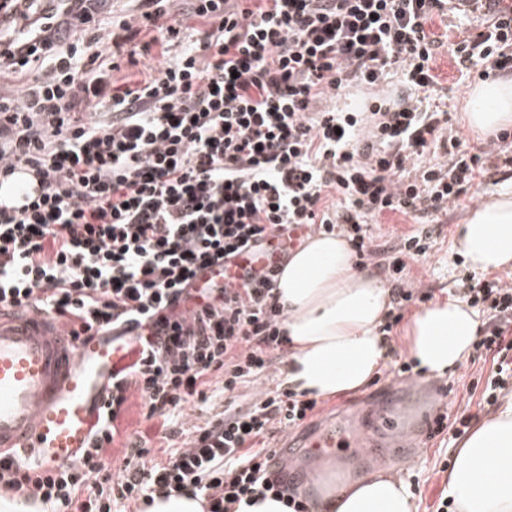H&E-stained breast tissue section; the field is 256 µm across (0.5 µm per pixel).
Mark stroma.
<instances>
[{"label": "stroma", "instance_id": "obj_1", "mask_svg": "<svg viewBox=\"0 0 512 512\" xmlns=\"http://www.w3.org/2000/svg\"><path fill=\"white\" fill-rule=\"evenodd\" d=\"M434 73L439 81V105L448 111L454 133L467 139L470 145H477V138L470 135L460 120L475 86L474 81L461 78L454 57L447 50L438 54ZM472 207V202L465 201L439 214L430 226L433 236L426 256L410 262L408 266L409 279L433 288L435 298H447L458 284L461 255L455 232ZM420 229V224L399 215L371 221L369 232L379 252L376 259L368 264V271L380 281L389 282V262L400 248V235ZM476 370V365L467 361L451 374L427 378L416 373L406 376L388 366H381L373 380L357 391L320 400L316 415L307 419L298 432L311 436L336 421L354 422L367 450L359 454H342L346 468L358 473L367 469L371 459H379L391 474L410 483L417 512H436L439 498L445 491L446 472L442 462L453 459L458 442L454 439L445 441L438 436L429 437L418 427L417 421L429 410L439 407L438 390L443 385L455 389L457 406L468 407L476 419L494 414V407L481 406L479 397L471 398L466 394L465 387ZM396 400L404 402L403 415L413 425L403 439L382 431L376 424L377 415L388 410ZM117 427L118 433L105 451V462L114 473L124 462L126 443L137 436H145L148 441L150 452L144 459L148 465L166 462L182 446L181 439L165 435L159 420L144 417L140 396L133 390L128 393Z\"/></svg>", "mask_w": 512, "mask_h": 512}]
</instances>
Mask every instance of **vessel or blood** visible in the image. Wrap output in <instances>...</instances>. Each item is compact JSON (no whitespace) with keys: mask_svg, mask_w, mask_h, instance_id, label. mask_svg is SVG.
Here are the masks:
<instances>
[{"mask_svg":"<svg viewBox=\"0 0 512 512\" xmlns=\"http://www.w3.org/2000/svg\"><path fill=\"white\" fill-rule=\"evenodd\" d=\"M250 261L242 255L230 268L201 271L196 287L239 280ZM125 346L111 336L72 339L50 314H0V457L22 454L37 466L63 467L87 447L109 400L113 367ZM354 443L353 430L333 426L304 440L324 454Z\"/></svg>","mask_w":512,"mask_h":512,"instance_id":"vessel-or-blood-1","label":"vessel or blood"}]
</instances>
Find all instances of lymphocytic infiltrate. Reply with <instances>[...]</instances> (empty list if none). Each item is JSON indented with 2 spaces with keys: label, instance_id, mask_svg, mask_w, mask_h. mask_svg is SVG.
Listing matches in <instances>:
<instances>
[{
  "label": "lymphocytic infiltrate",
  "instance_id": "lymphocytic-infiltrate-1",
  "mask_svg": "<svg viewBox=\"0 0 512 512\" xmlns=\"http://www.w3.org/2000/svg\"><path fill=\"white\" fill-rule=\"evenodd\" d=\"M147 2L153 35L140 43L131 22L94 25L99 0H0V73L27 78L0 95V186L11 191L0 199V305L44 310L74 336L125 340L129 357L90 448L54 471L1 459L0 487L52 512H70L88 485L80 512L175 491L201 497L205 512L267 495L307 512L272 476L263 440L313 416L317 400L281 387L245 407L231 399L287 354L280 266L204 289L188 312L191 283L244 251H290L302 226L339 232L360 263L373 261L370 220L434 215L512 167V153L447 135V113L427 105L442 47L463 77L512 74V0H192L196 43L170 60L182 22L170 0ZM472 9L477 31L448 26L449 44L431 31L434 18ZM131 42L164 60L120 85L112 74ZM393 71L400 90L377 94ZM350 88L368 92L361 111L334 104ZM427 250L422 234L402 235L392 324L434 297L405 275ZM457 294L491 316L474 357L491 373L466 392L497 404L512 385V283L465 278ZM218 377L230 396L221 419L194 427L163 464L145 465L146 439L132 441L121 473H108L129 389L146 418L171 425Z\"/></svg>",
  "mask_w": 512,
  "mask_h": 512
}]
</instances>
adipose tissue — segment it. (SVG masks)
Returning a JSON list of instances; mask_svg holds the SVG:
<instances>
[{
    "instance_id": "obj_1",
    "label": "adipose tissue",
    "mask_w": 512,
    "mask_h": 512,
    "mask_svg": "<svg viewBox=\"0 0 512 512\" xmlns=\"http://www.w3.org/2000/svg\"><path fill=\"white\" fill-rule=\"evenodd\" d=\"M463 119L485 137L512 127V81L476 87ZM459 250L471 269L512 267V187L491 192L458 229ZM277 291L287 311L289 386L311 398L362 388L378 371L386 348L379 328L390 309L389 292L339 234H319L284 264ZM477 313L463 300L430 302L405 329L415 371L443 376L463 364L480 335ZM457 512H512V401L479 422L456 450L447 476ZM317 512H415L412 493L381 468L364 477L323 485Z\"/></svg>"
}]
</instances>
